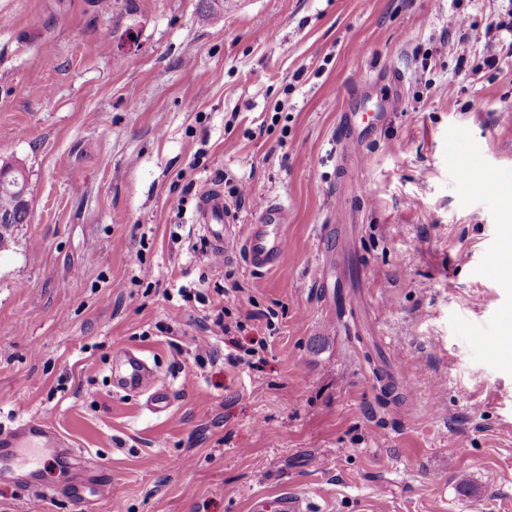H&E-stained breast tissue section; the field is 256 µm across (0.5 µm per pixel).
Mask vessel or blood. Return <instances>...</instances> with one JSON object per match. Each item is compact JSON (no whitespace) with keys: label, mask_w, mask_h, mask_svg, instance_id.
Wrapping results in <instances>:
<instances>
[{"label":"vessel or blood","mask_w":512,"mask_h":512,"mask_svg":"<svg viewBox=\"0 0 512 512\" xmlns=\"http://www.w3.org/2000/svg\"><path fill=\"white\" fill-rule=\"evenodd\" d=\"M198 224L235 223L236 215L224 201L222 182L213 180L207 183L198 194L194 217ZM286 211L281 205L269 204L260 214L256 223L247 225L244 238H237L232 232H225L218 241L216 252L228 257L231 247L241 246L248 264L256 269L276 267L288 245L285 233ZM113 377L119 389L130 392L150 393V406L153 411L164 412L170 407V397L166 390L153 382V373L146 360L138 354L128 353L113 370ZM63 438L42 423H27L20 428L0 433V463L13 466L25 448L42 451H55L63 446ZM250 512H310L308 501L303 495L292 491H279L271 496H258L251 499Z\"/></svg>","instance_id":"obj_1"}]
</instances>
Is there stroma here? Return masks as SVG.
I'll return each instance as SVG.
<instances>
[{"mask_svg":"<svg viewBox=\"0 0 512 512\" xmlns=\"http://www.w3.org/2000/svg\"><path fill=\"white\" fill-rule=\"evenodd\" d=\"M198 3L0 0V162L35 187L0 251V428L42 421L85 459L42 455L50 500L1 475L0 512H75L76 490L87 512H248L281 489L313 512H512V360L488 347L512 325L492 268L512 0ZM366 109L385 126L344 135ZM212 179L235 232L287 210L277 267L210 262L193 215ZM201 279L206 304L166 295ZM224 307L263 362L198 347ZM371 345L403 402L381 400ZM131 350L168 412L113 387Z\"/></svg>","mask_w":512,"mask_h":512,"instance_id":"35a3bbf8","label":"stroma"}]
</instances>
